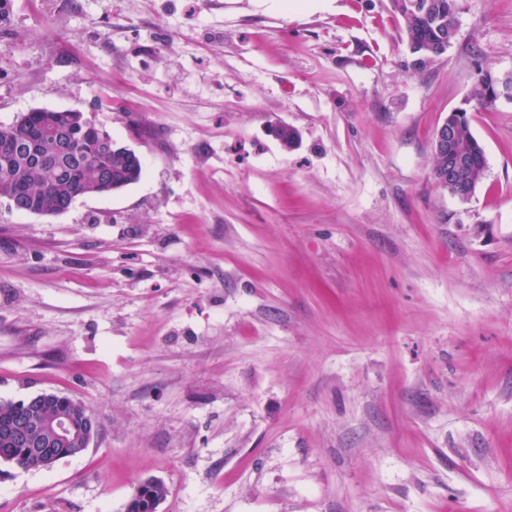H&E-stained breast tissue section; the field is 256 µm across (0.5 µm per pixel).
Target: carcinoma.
<instances>
[{"mask_svg":"<svg viewBox=\"0 0 512 512\" xmlns=\"http://www.w3.org/2000/svg\"><path fill=\"white\" fill-rule=\"evenodd\" d=\"M401 0H391L393 11L402 21V31L410 52L415 55L414 66L424 68L448 48V35L457 28L458 0H415L417 7L405 9ZM497 74L489 67L478 66L471 99L481 109L495 106L493 84ZM55 111L38 109L24 114L22 123L0 127V183L8 181L10 192L25 204H36L37 210L51 215L68 207L73 200L96 187L99 176L109 179L115 191L139 181L143 165L140 156L117 144L95 124L73 114L68 141L56 137L51 125ZM456 131L455 146L468 152L473 167L463 175L464 181L476 188L486 173V156L474 136L467 116L448 115ZM97 154L98 163L82 165L71 150ZM68 414L75 440L84 442L87 423L93 417L89 406L69 396L49 393L34 404L25 401L0 400V460L15 463L24 469H40L48 458L40 448L26 454H12L6 442L4 428L18 424L35 436L42 435L47 420ZM151 500L161 503L168 495L166 485L154 478L148 486ZM149 500V501H151ZM149 501L131 498L127 512H149Z\"/></svg>","mask_w":512,"mask_h":512,"instance_id":"1","label":"carcinoma"}]
</instances>
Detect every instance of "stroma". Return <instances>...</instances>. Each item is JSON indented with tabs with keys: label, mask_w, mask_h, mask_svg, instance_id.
I'll return each instance as SVG.
<instances>
[{
	"label": "stroma",
	"mask_w": 512,
	"mask_h": 512,
	"mask_svg": "<svg viewBox=\"0 0 512 512\" xmlns=\"http://www.w3.org/2000/svg\"><path fill=\"white\" fill-rule=\"evenodd\" d=\"M390 0H13L0 127L77 111L143 160L57 216L0 201V400L87 450L0 463V512H512V0L412 65ZM467 110L461 201L433 140ZM298 133L282 145L279 125ZM498 78L497 74L489 67L478 66L476 80L471 91V99L476 104V109L495 106L496 102L490 94L493 93V84ZM458 112L462 115V112L465 113L463 116H458L455 113ZM454 111L448 115V122L451 123L456 131V140L455 146L461 150L468 152L473 158V167L466 171L463 175L464 181L468 184V186H472L474 191L476 188L482 183L485 173H486V156L485 151L481 143L474 136L470 121L467 117V111ZM472 194V195H473ZM461 199L462 201H467L471 197ZM64 413L68 414L72 420L75 442L79 441L78 445H82L86 439L85 431L90 418L95 420V431L97 428L96 419L89 406L84 402L55 393L43 395L41 399L37 400L36 404L30 405L26 401L0 400V460L15 463L24 469L47 467L52 449L51 451H44V455L42 448L64 447L71 442L72 432L70 430V419L67 416L56 418L50 422L53 434L50 442L30 440L23 433H18L16 437L18 444L25 448H31L27 454L13 455L11 453L9 448H12V445L6 442L4 428L7 425L18 424L31 434L41 436L46 421Z\"/></svg>",
	"instance_id": "stroma-1"
}]
</instances>
